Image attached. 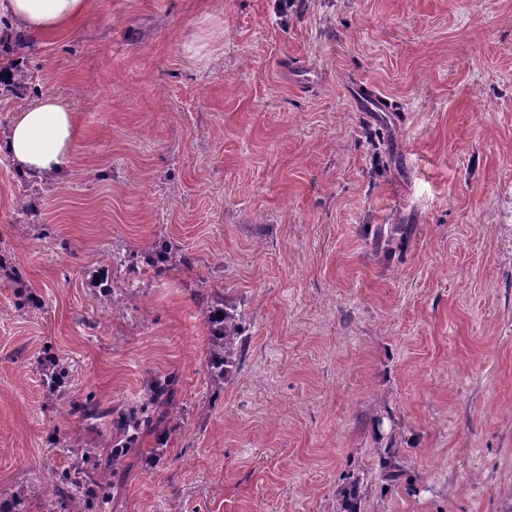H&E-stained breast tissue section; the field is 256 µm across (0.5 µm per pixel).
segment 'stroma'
Wrapping results in <instances>:
<instances>
[{
  "mask_svg": "<svg viewBox=\"0 0 512 512\" xmlns=\"http://www.w3.org/2000/svg\"><path fill=\"white\" fill-rule=\"evenodd\" d=\"M278 2L0 45V512H512V0ZM75 138L71 108L48 94L24 106L10 130L0 139L7 155L23 175L38 180L56 178L69 166ZM222 312L223 317H220ZM215 342L210 349L208 362L211 368L229 373L228 366L236 356L243 341V326L234 308L224 306V310L214 311L209 319ZM224 367V368H223Z\"/></svg>",
  "mask_w": 512,
  "mask_h": 512,
  "instance_id": "35a3bbf8",
  "label": "stroma"
}]
</instances>
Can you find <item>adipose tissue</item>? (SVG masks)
I'll list each match as a JSON object with an SVG mask.
<instances>
[{"label":"adipose tissue","instance_id":"ef3b65f1","mask_svg":"<svg viewBox=\"0 0 512 512\" xmlns=\"http://www.w3.org/2000/svg\"><path fill=\"white\" fill-rule=\"evenodd\" d=\"M87 7L88 0H0V43L12 41L22 30L41 34L61 28ZM74 138L71 108L48 94L18 112L0 139V154L7 155L23 175L56 178L69 166Z\"/></svg>","mask_w":512,"mask_h":512}]
</instances>
